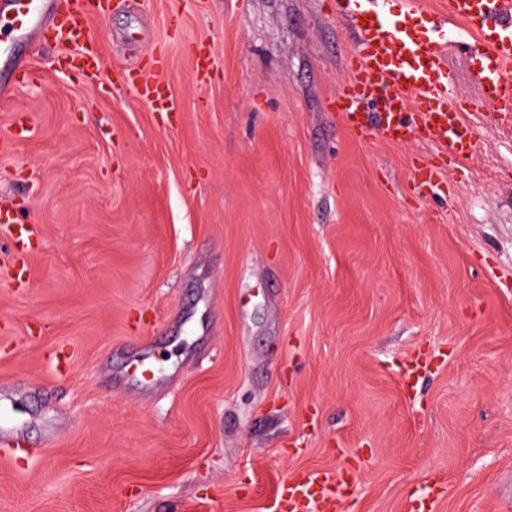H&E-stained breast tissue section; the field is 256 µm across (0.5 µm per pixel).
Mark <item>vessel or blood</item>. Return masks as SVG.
Returning <instances> with one entry per match:
<instances>
[{
	"mask_svg": "<svg viewBox=\"0 0 512 512\" xmlns=\"http://www.w3.org/2000/svg\"><path fill=\"white\" fill-rule=\"evenodd\" d=\"M446 15L427 14L410 0H331L330 13L351 22L356 49L348 56V80L329 100V108L351 133L406 143L421 137L440 156L458 160L476 145L477 130L464 119L465 105L451 97L441 59L447 49L449 23H463L480 47L477 76L486 101L503 123L512 125V0H447ZM17 36L60 46L61 69L90 78L106 70L99 49L87 38L90 17H104L110 0H5ZM160 58L138 73L115 72L114 78L152 111L178 113L182 107L159 77ZM11 77L0 83V97L9 98L29 77L30 62L15 60ZM135 378L140 395L157 392L152 358L137 359ZM353 480L345 471L310 472L283 481L278 512H341L351 496Z\"/></svg>",
	"mask_w": 512,
	"mask_h": 512,
	"instance_id": "vessel-or-blood-1",
	"label": "vessel or blood"
}]
</instances>
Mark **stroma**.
Returning <instances> with one entry per match:
<instances>
[{"label": "stroma", "instance_id": "obj_1", "mask_svg": "<svg viewBox=\"0 0 512 512\" xmlns=\"http://www.w3.org/2000/svg\"><path fill=\"white\" fill-rule=\"evenodd\" d=\"M92 80L33 54L0 100V512H277L288 478L356 462L344 512H496L512 498V132L476 60L442 57L476 126L445 195L435 146L349 132L328 101L348 26L326 0H115ZM211 50L198 82L192 53ZM152 54L177 117L112 84ZM150 343V398L104 379ZM431 362L415 395L400 364Z\"/></svg>", "mask_w": 512, "mask_h": 512}]
</instances>
